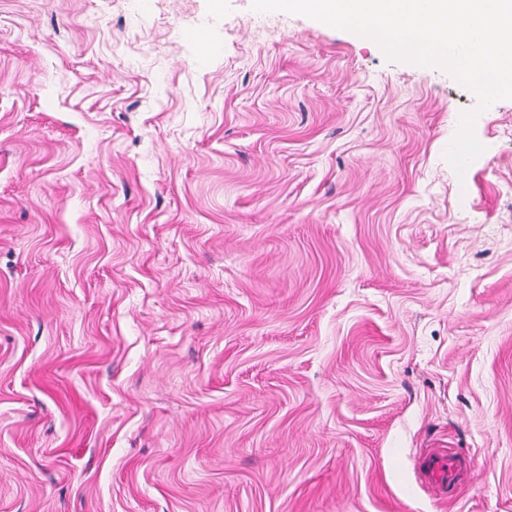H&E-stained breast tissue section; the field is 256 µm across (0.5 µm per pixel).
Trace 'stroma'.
Segmentation results:
<instances>
[{
  "label": "stroma",
  "instance_id": "stroma-1",
  "mask_svg": "<svg viewBox=\"0 0 512 512\" xmlns=\"http://www.w3.org/2000/svg\"><path fill=\"white\" fill-rule=\"evenodd\" d=\"M251 4L0 0V512H512V99ZM463 465H467L470 472H475L477 461L457 453L438 451L424 457L420 469L425 482L436 496L447 499L456 490Z\"/></svg>",
  "mask_w": 512,
  "mask_h": 512
}]
</instances>
